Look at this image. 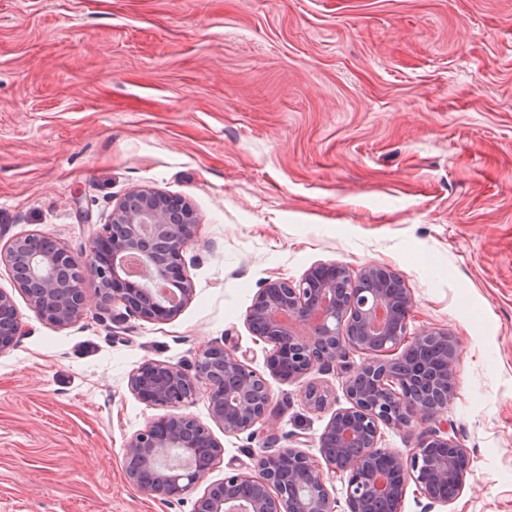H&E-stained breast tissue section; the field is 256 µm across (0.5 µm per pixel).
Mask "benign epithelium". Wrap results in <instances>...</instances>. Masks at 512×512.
Segmentation results:
<instances>
[{
  "label": "benign epithelium",
  "instance_id": "7a95c632",
  "mask_svg": "<svg viewBox=\"0 0 512 512\" xmlns=\"http://www.w3.org/2000/svg\"><path fill=\"white\" fill-rule=\"evenodd\" d=\"M198 220L187 203L162 192L136 189L112 209L109 223L76 258L49 235L32 234L0 249L14 285L40 319L66 327L85 308L82 285L97 283L99 297L126 315L167 321L193 297L182 274V253ZM413 298L394 270L369 264L353 275L340 264L320 265L293 282L268 279L246 321L271 346L270 373L305 384V401L326 409L329 392L307 377L346 363L352 351L372 355L349 370V406L337 409L319 436L321 460L298 448L267 449L253 472L230 473L196 500L195 512H336L326 473L346 477V512H401L407 485L430 505H448L463 491L471 459L448 432L422 433L403 462L379 446L381 427H407L440 417L456 396V343L446 331L407 336ZM22 334L10 294L0 289V353ZM403 348L395 358L389 352ZM208 386L210 419L226 434H259L278 418L266 379L235 349L214 343L192 372L146 360L129 376L141 402L169 413L150 421L124 446L125 477L143 493L178 499L204 481L224 454L210 428L179 412Z\"/></svg>",
  "mask_w": 512,
  "mask_h": 512
}]
</instances>
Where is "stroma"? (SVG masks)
I'll list each match as a JSON object with an SVG mask.
<instances>
[{
    "instance_id": "stroma-1",
    "label": "stroma",
    "mask_w": 512,
    "mask_h": 512,
    "mask_svg": "<svg viewBox=\"0 0 512 512\" xmlns=\"http://www.w3.org/2000/svg\"><path fill=\"white\" fill-rule=\"evenodd\" d=\"M134 189L194 208V297L142 320L88 281L58 328L0 263L24 325L0 354V512H194L204 485L164 501L125 478L126 440L162 414L128 377L213 343L281 413L267 436L213 427L210 481L270 442L318 456L345 371L310 374L330 392L310 410L246 316L266 279L334 263L394 269L408 336L457 345L436 425L472 472L452 504L410 489L401 512H512V0H0V249L42 232L84 256Z\"/></svg>"
}]
</instances>
